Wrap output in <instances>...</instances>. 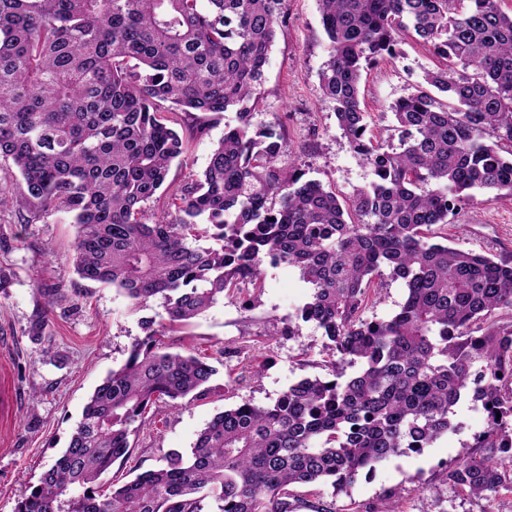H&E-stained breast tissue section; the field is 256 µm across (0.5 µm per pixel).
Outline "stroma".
<instances>
[{
	"mask_svg": "<svg viewBox=\"0 0 512 512\" xmlns=\"http://www.w3.org/2000/svg\"><path fill=\"white\" fill-rule=\"evenodd\" d=\"M401 50L400 57L363 74L361 105L376 133L394 123L390 104L445 65L412 36H404ZM327 59L317 0H283L282 24L264 70V99L252 122L258 128L284 127L285 158L345 198L368 184L371 175L356 159L337 125L334 103L322 92L319 73ZM235 122V113H225L221 124L195 138L186 163L173 165L171 180L180 185L199 175L225 125ZM444 232L452 246L512 259V198L475 191L473 201L449 216ZM75 234L66 212L29 222L17 208L0 210V267L11 273L0 288V393L14 400L0 416V512H14L61 455L89 395L143 337V321L161 328L160 341L169 351L205 357L217 373L207 398L151 408L130 438L127 460L101 476L105 494L158 468L169 451L187 452L224 409L270 404L304 378L330 377L332 358L322 329L299 317L311 296L299 270L266 265L261 294L242 289L171 327L162 299L136 308L115 287L81 279L72 265ZM405 299L403 281L384 275L364 316L390 319ZM41 318L47 325L37 335L31 326ZM454 421L455 431L422 452L389 458L370 477H358L337 496L338 512H512L510 490L488 501L449 484V465L472 455L475 437L487 426L484 410L468 400L457 405Z\"/></svg>",
	"mask_w": 512,
	"mask_h": 512,
	"instance_id": "1",
	"label": "stroma"
}]
</instances>
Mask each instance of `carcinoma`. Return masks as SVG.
I'll return each mask as SVG.
<instances>
[{
  "mask_svg": "<svg viewBox=\"0 0 512 512\" xmlns=\"http://www.w3.org/2000/svg\"><path fill=\"white\" fill-rule=\"evenodd\" d=\"M282 2L0 0V160L25 184L11 199L0 192V208L73 214L81 278L139 307L161 297L172 325L261 290L268 259L296 267L312 289L301 319L360 365L304 378L271 405L224 410L190 454L170 452L104 497L96 482L127 455L148 407L212 391L216 369L165 350L146 321L16 512H296L289 487L347 491L454 429L464 398L487 414L484 452L448 469V482L485 500L512 485V324L489 323L512 311V263L435 241L467 191L512 197V12L502 0H317L321 89L372 176L342 203L285 164L282 132L252 124ZM405 34L452 67L390 106L394 149L368 129L360 84ZM232 108L237 125L175 190L176 214L146 223L186 141ZM202 238L219 247L193 246ZM386 270L407 298L391 319L368 320Z\"/></svg>",
  "mask_w": 512,
  "mask_h": 512,
  "instance_id": "cac0c4a2",
  "label": "carcinoma"
}]
</instances>
